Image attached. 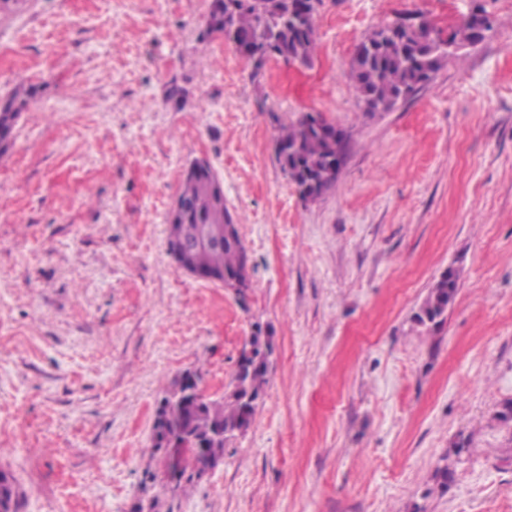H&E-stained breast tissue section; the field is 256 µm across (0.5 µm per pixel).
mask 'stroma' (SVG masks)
<instances>
[{
    "instance_id": "35a3bbf8",
    "label": "stroma",
    "mask_w": 512,
    "mask_h": 512,
    "mask_svg": "<svg viewBox=\"0 0 512 512\" xmlns=\"http://www.w3.org/2000/svg\"><path fill=\"white\" fill-rule=\"evenodd\" d=\"M209 3L0 0V100L35 92L0 151L16 512H512V6L323 0L312 63L256 76L201 37ZM478 10L483 40L394 111L363 112L361 41L404 12L445 33ZM306 112L349 137L307 203L274 151ZM196 158L248 251L246 295L166 251ZM451 266L458 294L426 332L414 315ZM257 323L272 354L249 428L171 489L152 446L162 391L190 369L222 397Z\"/></svg>"
}]
</instances>
